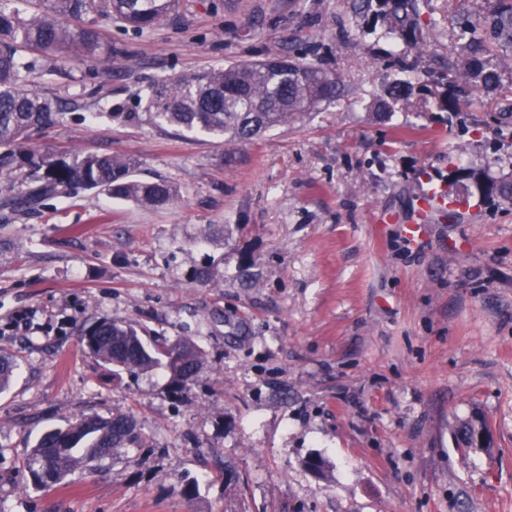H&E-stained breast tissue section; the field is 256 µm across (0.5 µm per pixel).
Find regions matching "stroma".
Returning <instances> with one entry per match:
<instances>
[{
    "instance_id": "obj_1",
    "label": "stroma",
    "mask_w": 512,
    "mask_h": 512,
    "mask_svg": "<svg viewBox=\"0 0 512 512\" xmlns=\"http://www.w3.org/2000/svg\"><path fill=\"white\" fill-rule=\"evenodd\" d=\"M493 4L419 0L407 48L351 0H178L142 33L97 19L94 62L49 63L38 83L65 116L30 149L132 156L183 199L152 210L75 184L0 207V355L18 364L0 394V512H512V204L473 181L512 182V52L491 58L499 87L441 105L466 21ZM398 51L413 92L382 115ZM275 56L332 72L342 94L238 163L207 134L119 118L154 83ZM100 103L116 118H92ZM431 183L470 207L417 246L378 223ZM205 266L213 281L196 280ZM102 319L192 339L205 368L178 392L160 368L111 375L81 341ZM119 412L147 445L32 484L40 433ZM475 419L489 447L459 446Z\"/></svg>"
}]
</instances>
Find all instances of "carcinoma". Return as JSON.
<instances>
[{"label":"carcinoma","mask_w":512,"mask_h":512,"mask_svg":"<svg viewBox=\"0 0 512 512\" xmlns=\"http://www.w3.org/2000/svg\"><path fill=\"white\" fill-rule=\"evenodd\" d=\"M174 0H50L21 16L0 10V146L21 150L32 134L61 118L58 102L36 85L38 60L44 57L95 59L100 48L95 30L75 29L69 21L101 16L136 31L151 29L171 13ZM356 13L384 27L386 33L415 45L422 35L419 0H353ZM470 38L451 66L459 84L455 93L469 94L473 84L484 88L500 82L486 56L512 49V0H496L494 8L470 21ZM337 82L313 64L285 59L244 62L191 73L153 85L142 112H110L102 106L95 118L145 120L178 134L204 131L224 138V160L237 159V146L258 138L323 102L335 99ZM411 83L395 80L374 105L391 111L405 100ZM24 161L36 185L18 193L8 190L3 203L17 211L34 209L43 199L62 193L74 183L100 189L112 198L146 208H163L181 200L171 181L136 177L137 161L122 155L88 154L72 163L34 151ZM87 352L105 365L130 373L163 367L169 386L182 390L205 367L201 348L190 339L171 345L146 340L130 325L100 320L83 331ZM145 444L133 419L117 413L109 419L81 416L66 427L47 429L26 460L35 485L50 488L79 466L113 456L129 444Z\"/></svg>","instance_id":"1"}]
</instances>
